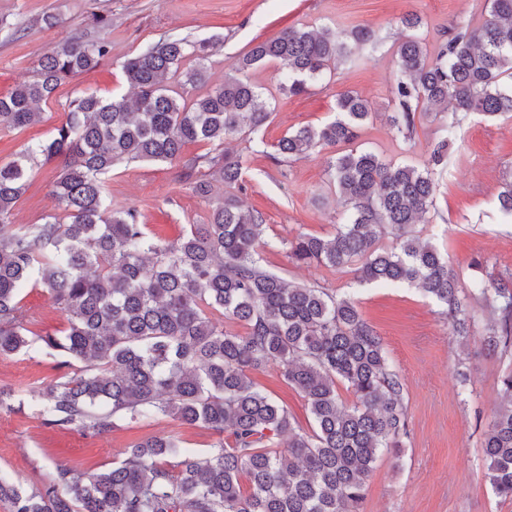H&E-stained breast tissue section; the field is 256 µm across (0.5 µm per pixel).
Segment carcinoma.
I'll use <instances>...</instances> for the list:
<instances>
[{
  "label": "carcinoma",
  "instance_id": "obj_1",
  "mask_svg": "<svg viewBox=\"0 0 512 512\" xmlns=\"http://www.w3.org/2000/svg\"><path fill=\"white\" fill-rule=\"evenodd\" d=\"M400 24L407 34L396 50L393 129L411 136L417 112L436 106L465 115L512 113V0H486L483 21L449 31L431 59L413 34L420 18L407 14ZM372 42L364 27L288 28L239 58L222 85L188 100L171 79L206 84L215 43L168 37L124 62L133 98H76L50 141L0 164V356L39 341L47 354L80 363L43 390V424L102 436L119 421L163 415L218 435L202 458L170 434L134 443L108 470L77 474L57 464L29 490L0 476V501L10 512H360L378 454L402 447L407 420L401 378L356 302L264 270L256 258L263 220L234 197L217 199L208 223L191 224L180 240L161 245L146 235L136 209L110 208L106 177L123 162L179 163L180 178L206 199L216 182H243L239 156L186 160L184 149L196 142L219 147L266 125L272 111L249 71L277 61L281 90L300 95ZM109 52L100 37L51 47L36 79L0 95V130L40 122L36 105ZM371 112L367 99L343 93L333 120L293 130L275 145L277 162L348 146L330 164L345 222L330 237L298 234L289 258L353 265L360 283L414 285L448 307L454 333L464 338L475 324L469 297L448 260L409 230L434 207L448 140L421 166L392 163L355 146ZM57 158L63 165L51 192L64 218L6 229L33 167ZM387 227L395 244L379 247L378 232ZM28 286L46 289L64 313V335L28 338L20 306ZM479 294L498 315L487 328L488 345L512 347V276ZM211 310L245 332L220 326ZM271 365L306 399L311 431L295 428L251 379ZM339 382L352 391V403L341 399ZM501 383L502 403L483 448L494 492L512 501V370Z\"/></svg>",
  "mask_w": 512,
  "mask_h": 512
}]
</instances>
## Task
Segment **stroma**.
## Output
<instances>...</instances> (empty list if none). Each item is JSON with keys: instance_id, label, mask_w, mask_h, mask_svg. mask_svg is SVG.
Returning a JSON list of instances; mask_svg holds the SVG:
<instances>
[{"instance_id": "1", "label": "stroma", "mask_w": 512, "mask_h": 512, "mask_svg": "<svg viewBox=\"0 0 512 512\" xmlns=\"http://www.w3.org/2000/svg\"><path fill=\"white\" fill-rule=\"evenodd\" d=\"M482 6L483 0H0V94L31 80L39 58L58 43L84 33L110 45L98 68L66 80L53 99L41 104L40 123L0 130L1 164L52 138L65 118L64 104L73 98L88 92L129 94L123 62L160 39H215L208 80L213 88L223 84L238 58L283 29L362 26L373 31L374 45L303 95L280 90L275 65L251 70V82L262 87L274 112L259 131L224 142L225 149L242 156L246 167L243 185L231 191L243 207L263 218L260 265L291 284L354 296L402 379L409 434L401 456L379 454L363 512H512V501L492 490L482 448L483 434L501 401V378L512 368V348L487 349L490 313L482 302H473L477 327L462 341L454 336L445 307L417 288L362 285L351 268L291 261L288 242L294 236H328L342 222L345 206L328 167L336 150L324 147L280 163L269 154L288 131L331 121L336 99L345 92L360 94L372 108L359 144L396 163L423 165L431 146L448 125H455L457 138L437 176L435 205L413 230L447 256L464 290L478 283L491 286L505 269H512V221L499 211L497 200L505 171L512 166V114L487 118L471 113L458 120L449 112L429 111L417 119L409 139L388 123L394 108L400 18L408 13L421 17L416 34L432 52L455 24L479 23ZM46 14L60 18V25L44 27L41 18ZM101 16L107 26L98 25ZM60 169L57 160L34 167L13 210V227L40 224L57 213L50 185ZM178 171L177 165L160 162L121 164L108 178V201L116 209L135 208L145 233L156 242L175 243L189 225L207 223L211 213L210 204L180 181ZM22 305L33 333L63 335L66 318L44 289H24ZM66 372L60 357L36 347L0 356V389L11 394L10 408L0 409V474L24 488L37 485L59 463L79 473L111 468L132 443L155 434L176 435L200 455L217 440L205 426L184 425L169 416L146 424L123 421L103 436L44 426L40 394ZM252 377L287 408L295 426L310 430L307 403L284 380L279 366L253 372Z\"/></svg>"}]
</instances>
